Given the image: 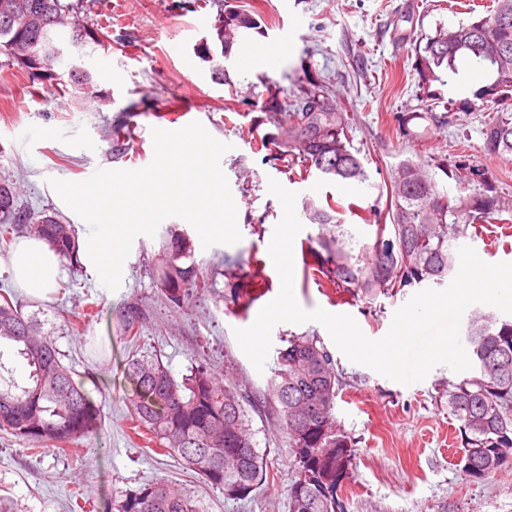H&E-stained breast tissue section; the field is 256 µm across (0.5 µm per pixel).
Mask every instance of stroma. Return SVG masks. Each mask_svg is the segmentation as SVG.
I'll use <instances>...</instances> for the list:
<instances>
[{
  "instance_id": "obj_1",
  "label": "stroma",
  "mask_w": 512,
  "mask_h": 512,
  "mask_svg": "<svg viewBox=\"0 0 512 512\" xmlns=\"http://www.w3.org/2000/svg\"><path fill=\"white\" fill-rule=\"evenodd\" d=\"M231 2L259 23L247 31L249 42L281 49L276 68L259 59L245 67L233 56L224 63L227 82L215 80L213 64L200 57L199 47L212 33L217 7L195 9L189 0H92L82 12L85 25L112 39L108 48L77 60L109 95L110 103L103 107L60 86L33 83L0 55V176L18 182L25 206L53 210L73 225L79 239H86L87 223L61 200L51 179L78 182L100 169L144 168L153 159L152 128L177 130L197 121L215 139L232 145L221 167L241 233L236 244L206 249L197 231L180 221L209 293L179 308L162 301L155 286L152 268L162 246L158 235L134 240L117 290L105 288L93 268L76 271L63 264L61 287L52 300L24 299L25 312L54 336L65 363L84 377L101 402L104 419L95 434L80 440L81 460L51 452L37 456L26 441L0 435V493L11 497L20 512H68L76 491L94 503L96 512H110L113 498L158 478L193 484L179 462L155 454L145 440L131 435L119 360L133 348L161 360L178 378L205 363L256 401L273 376L277 349L303 334L317 336L332 350L342 381L334 417L354 442L349 477L339 492L345 512H512L511 466L478 481L464 471L459 423L448 410V383L459 380L458 372L438 366L423 381L397 383L347 359L317 322L277 324L271 333L273 350L259 371L234 334L250 326L281 287L268 248L283 209L270 194L269 181L302 197L330 196L344 205L358 204L359 213L346 214L345 220L361 234L369 231L368 203L394 165L408 157L428 156L452 167L480 166L493 188L512 199V161L487 154L480 113L460 108L486 84L484 73L465 67L447 84L433 83L431 89L450 104V125L438 127L422 116L427 90L419 86L413 69L412 38L433 33L440 24L457 25L464 13L449 9L446 0ZM310 76L324 78L333 97L352 113L354 144L368 156L371 185L294 179L248 135L252 118L274 111ZM180 101L191 105L190 114L163 119V112ZM130 107L136 110L135 139L116 155L112 123ZM406 113L412 116L407 123L402 120ZM317 232V225L304 224L293 243L299 304L351 315L365 336L382 338L413 289L371 304L338 292L312 270L307 238ZM130 304L145 312L133 347L120 319ZM251 428L258 450L267 456L268 484L244 501L201 489L206 512H288L293 474L288 436L264 409L252 412Z\"/></svg>"
}]
</instances>
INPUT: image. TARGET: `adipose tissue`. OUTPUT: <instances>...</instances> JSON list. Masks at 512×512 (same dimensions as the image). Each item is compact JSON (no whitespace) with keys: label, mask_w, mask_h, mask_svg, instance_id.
<instances>
[{"label":"adipose tissue","mask_w":512,"mask_h":512,"mask_svg":"<svg viewBox=\"0 0 512 512\" xmlns=\"http://www.w3.org/2000/svg\"><path fill=\"white\" fill-rule=\"evenodd\" d=\"M10 266L20 288L31 298L45 300L54 294L59 259L40 239H22L12 252Z\"/></svg>","instance_id":"ef3b65f1"}]
</instances>
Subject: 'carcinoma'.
<instances>
[{
	"label": "carcinoma",
	"mask_w": 512,
	"mask_h": 512,
	"mask_svg": "<svg viewBox=\"0 0 512 512\" xmlns=\"http://www.w3.org/2000/svg\"><path fill=\"white\" fill-rule=\"evenodd\" d=\"M257 28L248 14L224 9L215 25L220 53L229 59L244 31ZM61 42L83 49L102 44L97 30L85 25L66 0H0V54L25 69L39 84L70 85L104 105L105 92L92 74L75 65L62 66L53 56ZM415 70L422 84L443 82L442 73L458 74L467 59L489 76V82L464 101L463 109L493 104L494 115L483 128L484 149L512 159V0H496L485 17L456 26L438 25L413 47ZM424 117L441 126L451 123L439 112L438 94L427 95ZM269 112L254 128L274 130L261 141L277 156H286L306 175L338 184L371 185L367 155L354 146L353 118L335 102L324 81L307 78L293 99ZM133 140L128 118L112 124V150L121 152ZM432 160L405 158L367 209L374 213L368 237L346 227L341 210L307 197L306 218L319 226L309 236L317 271L340 292L372 302L414 284L442 286L455 269L467 230L498 222L512 224V203L489 184L484 169L460 166L473 193L452 196L428 173ZM442 168V167H440ZM448 173L447 168H442ZM331 224L335 231L324 232ZM29 235L43 240L60 261L82 267L80 244L72 225L47 209L22 205L16 183L0 178V252ZM154 280L173 308L206 292L203 272L194 259L190 237L178 227L167 229ZM144 313L127 306L121 323L125 337L140 339ZM18 346L30 368L27 382L0 386V432L40 444L34 453L75 452L71 445L94 434L103 408L82 378L64 364L55 340L40 330L36 317L23 311L15 295L0 293V341ZM472 372L448 381V408L460 422L466 474L482 480L512 464V319L473 311L465 328ZM121 373L127 413L136 434L161 447L163 455L194 471L201 482L224 498L245 500L269 481L264 454L252 440L248 403L241 393L207 365L178 381L159 359L131 355ZM340 379L332 353L315 337L294 336L277 351L266 402L292 442L294 475L288 486L289 512H345L338 496L349 477L352 442L336 428L332 415ZM113 512H206L195 491L161 478L112 501Z\"/></svg>",
	"instance_id": "1"
}]
</instances>
